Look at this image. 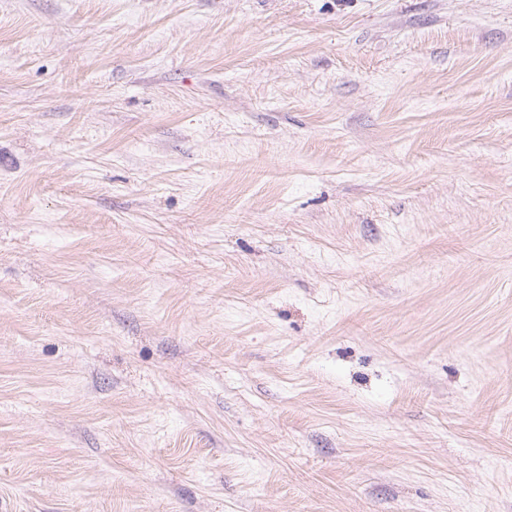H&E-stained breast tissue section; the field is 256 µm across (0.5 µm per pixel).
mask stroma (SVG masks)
I'll use <instances>...</instances> for the list:
<instances>
[{
    "instance_id": "stroma-1",
    "label": "stroma",
    "mask_w": 512,
    "mask_h": 512,
    "mask_svg": "<svg viewBox=\"0 0 512 512\" xmlns=\"http://www.w3.org/2000/svg\"><path fill=\"white\" fill-rule=\"evenodd\" d=\"M0 512H512V0H0Z\"/></svg>"
}]
</instances>
